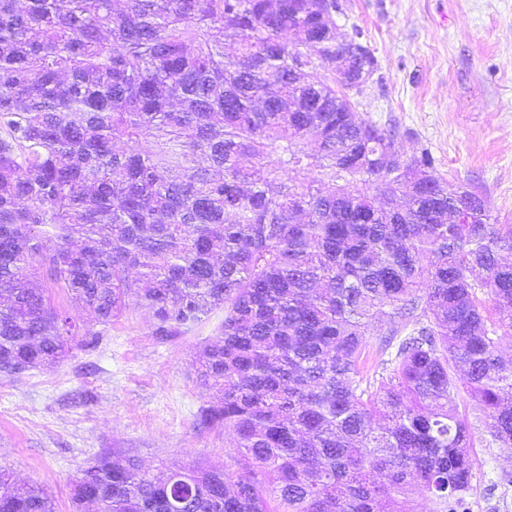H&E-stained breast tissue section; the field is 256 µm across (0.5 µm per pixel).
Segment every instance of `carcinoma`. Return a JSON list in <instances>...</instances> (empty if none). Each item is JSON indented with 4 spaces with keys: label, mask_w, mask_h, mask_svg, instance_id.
<instances>
[{
    "label": "carcinoma",
    "mask_w": 512,
    "mask_h": 512,
    "mask_svg": "<svg viewBox=\"0 0 512 512\" xmlns=\"http://www.w3.org/2000/svg\"><path fill=\"white\" fill-rule=\"evenodd\" d=\"M310 0H0V372L65 359L130 308L158 336L221 310L198 355L236 436L150 473L84 462L73 512H407L468 489L465 388L512 448V224L349 97L377 61ZM237 55H224V44ZM350 82L336 81V58ZM328 180L324 194L314 183ZM410 187L403 205L376 204ZM81 302L75 320L36 284ZM493 302L491 322L478 292ZM387 328L378 376L362 359ZM0 512H56L0 468Z\"/></svg>",
    "instance_id": "obj_1"
}]
</instances>
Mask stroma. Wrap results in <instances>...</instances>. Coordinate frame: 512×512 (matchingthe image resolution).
I'll return each mask as SVG.
<instances>
[{"instance_id": "stroma-1", "label": "stroma", "mask_w": 512, "mask_h": 512, "mask_svg": "<svg viewBox=\"0 0 512 512\" xmlns=\"http://www.w3.org/2000/svg\"><path fill=\"white\" fill-rule=\"evenodd\" d=\"M336 32L360 34L378 68L353 108L394 129L405 156L428 151L438 175L483 195L498 223L512 224V0H339ZM212 325L182 336L154 333L134 310L94 344L73 343L59 365L0 372V467L42 484L57 512H72L80 466L107 453L149 470L243 460L232 434L202 426L214 394L198 379ZM457 414L472 425V488L512 485V448L493 444L473 401Z\"/></svg>"}]
</instances>
